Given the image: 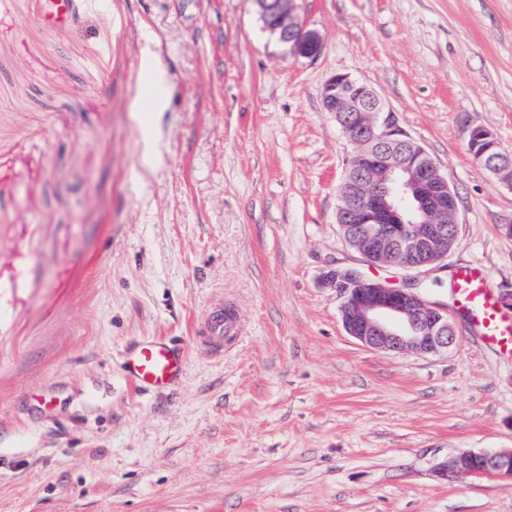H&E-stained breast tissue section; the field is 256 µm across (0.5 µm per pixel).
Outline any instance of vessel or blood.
I'll return each instance as SVG.
<instances>
[{"label": "vessel or blood", "mask_w": 512, "mask_h": 512, "mask_svg": "<svg viewBox=\"0 0 512 512\" xmlns=\"http://www.w3.org/2000/svg\"><path fill=\"white\" fill-rule=\"evenodd\" d=\"M454 310L465 320L480 347L512 357V305L491 287L485 267L477 262L456 266L450 273ZM223 310L207 313L200 329L202 344L218 349L230 327ZM184 356L166 340L153 338L131 350L125 362L127 381L138 391L163 387L179 378Z\"/></svg>", "instance_id": "vessel-or-blood-1"}]
</instances>
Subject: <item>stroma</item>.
<instances>
[{"mask_svg": "<svg viewBox=\"0 0 512 512\" xmlns=\"http://www.w3.org/2000/svg\"><path fill=\"white\" fill-rule=\"evenodd\" d=\"M0 0V512H512V482L439 468L512 448V359L462 319L438 354L363 347L328 266L363 265L336 222L352 146L326 80L370 86L447 174L441 269L365 268L451 308L483 264L512 302V0H299L313 57L252 0ZM164 73L161 111L137 115ZM215 304L224 350L195 343ZM162 337L181 379L136 391L124 358ZM467 149L473 161L480 166L493 167L495 160L500 157L501 154L506 155L502 151L495 134L482 127L469 130Z\"/></svg>", "mask_w": 512, "mask_h": 512, "instance_id": "1", "label": "stroma"}]
</instances>
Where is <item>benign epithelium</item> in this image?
<instances>
[{
  "mask_svg": "<svg viewBox=\"0 0 512 512\" xmlns=\"http://www.w3.org/2000/svg\"><path fill=\"white\" fill-rule=\"evenodd\" d=\"M267 29L289 52L313 57L321 49L318 34L307 29L296 0H254ZM327 111L354 146L350 170L338 196L348 206L336 211L346 242L372 266H390L419 274L438 266L455 243L456 196L447 174L426 150L399 129L375 91L347 74L326 80ZM467 149L473 161L491 167L503 154L495 134L469 130ZM322 284L336 289L347 334L364 347L384 351L435 354L456 342L455 326L445 309L417 293L368 279L358 267L330 268ZM441 475L452 481L466 474H492L512 481V448L494 453L465 452L448 461Z\"/></svg>",
  "mask_w": 512,
  "mask_h": 512,
  "instance_id": "1",
  "label": "benign epithelium"
}]
</instances>
